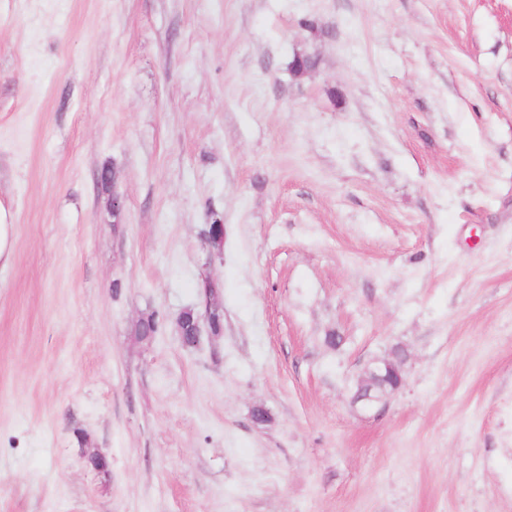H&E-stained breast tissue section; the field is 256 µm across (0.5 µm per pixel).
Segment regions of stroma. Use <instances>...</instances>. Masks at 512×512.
<instances>
[{"mask_svg": "<svg viewBox=\"0 0 512 512\" xmlns=\"http://www.w3.org/2000/svg\"><path fill=\"white\" fill-rule=\"evenodd\" d=\"M0 211V512H512V0H0ZM201 281L203 282V287L200 288L203 298V308L197 313L192 325L196 343L203 326L208 328L211 335L218 336L214 332L215 321L221 317L224 320V307L218 298L214 280L210 276H205Z\"/></svg>", "mask_w": 512, "mask_h": 512, "instance_id": "35a3bbf8", "label": "stroma"}]
</instances>
